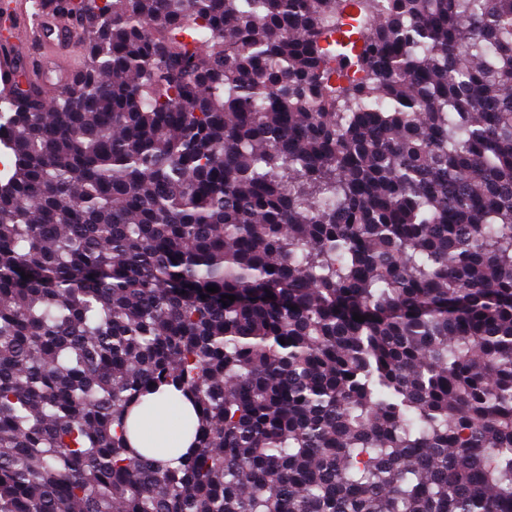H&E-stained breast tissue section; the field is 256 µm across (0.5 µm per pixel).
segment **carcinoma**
I'll return each instance as SVG.
<instances>
[{
	"mask_svg": "<svg viewBox=\"0 0 512 512\" xmlns=\"http://www.w3.org/2000/svg\"><path fill=\"white\" fill-rule=\"evenodd\" d=\"M33 8L0 512H512V0ZM45 41L49 44L46 53L43 50V43H36L29 45L27 50L17 57L12 51L10 39L0 40V84L4 93L10 91L15 78L19 75V66L23 68L28 83L38 91L48 94L63 86L66 77L54 79L52 72L55 71V66L46 58V54L69 76L81 65L83 50L72 51L70 46L76 44L74 41L69 39L62 45Z\"/></svg>",
	"mask_w": 512,
	"mask_h": 512,
	"instance_id": "obj_1",
	"label": "carcinoma"
}]
</instances>
